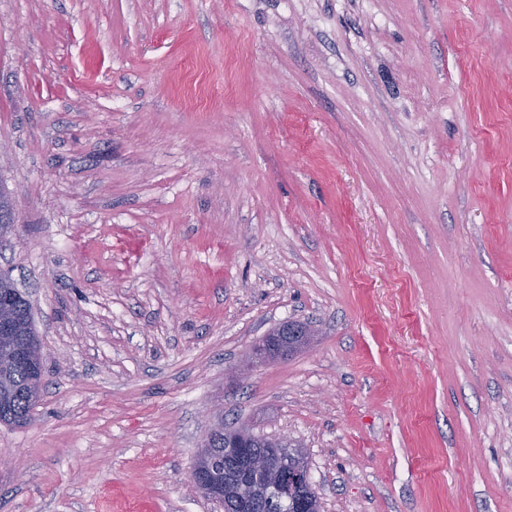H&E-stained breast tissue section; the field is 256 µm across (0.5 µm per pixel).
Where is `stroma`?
Here are the masks:
<instances>
[{
    "mask_svg": "<svg viewBox=\"0 0 512 512\" xmlns=\"http://www.w3.org/2000/svg\"><path fill=\"white\" fill-rule=\"evenodd\" d=\"M0 186V512H224L242 425L324 512H512V0H0ZM14 310L16 317V327L14 331L16 333L17 342L19 345L30 346L33 351L40 353V343L32 322L31 305L29 301L20 295L17 296L14 300ZM268 336L250 349L251 359L256 363L286 358L307 349L316 331L311 323L289 321ZM35 373L29 363H19L8 374H0V402L4 411L1 419L5 424L23 425L37 401L31 386ZM215 472V461L210 455L204 454L200 451L197 456V461L191 472V479L202 490L212 494L213 487V474Z\"/></svg>",
    "mask_w": 512,
    "mask_h": 512,
    "instance_id": "obj_1",
    "label": "stroma"
}]
</instances>
